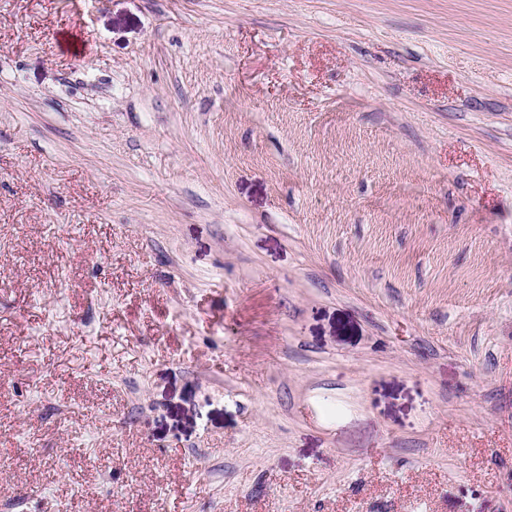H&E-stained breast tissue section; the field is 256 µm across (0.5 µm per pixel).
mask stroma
I'll list each match as a JSON object with an SVG mask.
<instances>
[{"label":"stroma","instance_id":"35a3bbf8","mask_svg":"<svg viewBox=\"0 0 512 512\" xmlns=\"http://www.w3.org/2000/svg\"><path fill=\"white\" fill-rule=\"evenodd\" d=\"M0 512H512V0H0Z\"/></svg>","mask_w":512,"mask_h":512}]
</instances>
